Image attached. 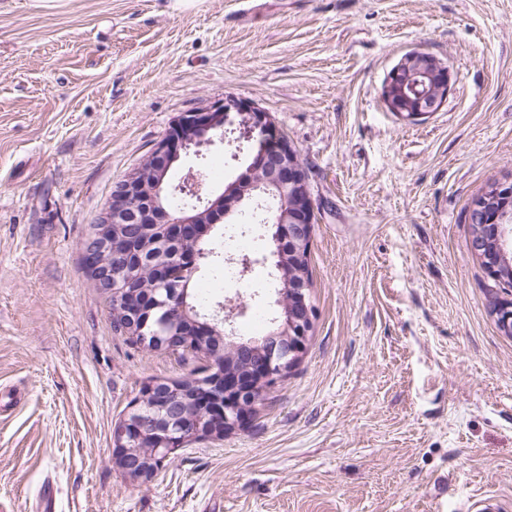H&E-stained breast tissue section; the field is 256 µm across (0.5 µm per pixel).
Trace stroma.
Listing matches in <instances>:
<instances>
[{"label":"stroma","mask_w":512,"mask_h":512,"mask_svg":"<svg viewBox=\"0 0 512 512\" xmlns=\"http://www.w3.org/2000/svg\"><path fill=\"white\" fill-rule=\"evenodd\" d=\"M0 0V512H512V296L469 251V208L512 181V0ZM450 69L411 120L381 90L407 53ZM268 112L306 167L305 354L223 439L147 482L112 460L143 385L193 359L131 344L81 257L116 186L184 112ZM217 145L170 182L237 173Z\"/></svg>","instance_id":"obj_1"}]
</instances>
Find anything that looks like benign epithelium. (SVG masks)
Here are the masks:
<instances>
[{
    "label": "benign epithelium",
    "mask_w": 512,
    "mask_h": 512,
    "mask_svg": "<svg viewBox=\"0 0 512 512\" xmlns=\"http://www.w3.org/2000/svg\"><path fill=\"white\" fill-rule=\"evenodd\" d=\"M450 80L444 62L414 51L391 70L382 97L390 111L415 119L446 100ZM227 124H237L250 134L260 132L265 140L263 150L250 155L230 188L219 194L200 182L198 174L188 171L183 184L195 195L206 194L204 205L174 208L166 204L171 186L161 172L171 169L192 149L198 153L202 147L223 143L219 131ZM260 198L277 203L266 208L262 220L268 225L269 250L260 258L241 260L240 274L246 275L254 264L272 262L279 279L287 283L274 301L286 319L267 338L243 340L237 337L235 320L248 305L219 302L213 306L207 327L212 335L224 337L232 352L225 362L204 357L207 380L198 386L203 402H211L206 415L190 416L186 401L157 396L150 385L113 428L114 463L133 480H150L155 475L152 463L158 457L167 459L186 442L213 435L212 427L243 424L250 417L248 403L256 389L262 385L265 391H272L279 376L299 363L315 312L306 286L288 283L285 263L312 241L314 213L308 174L298 151L269 113L251 100L226 96L174 121L149 153L148 163L140 164L113 191L98 226L82 244L83 257L97 285L119 300L132 274L105 267L99 255H119L117 248L124 240L126 225L163 224L172 238L179 236L185 225L198 224L201 240L216 225L230 224L243 210L254 208ZM469 215L478 222L469 248L478 258L491 259V276L497 281L499 270L512 266V182L491 185L473 201ZM495 316L499 332L511 338L512 300L498 301Z\"/></svg>",
    "instance_id": "benign-epithelium-1"
}]
</instances>
